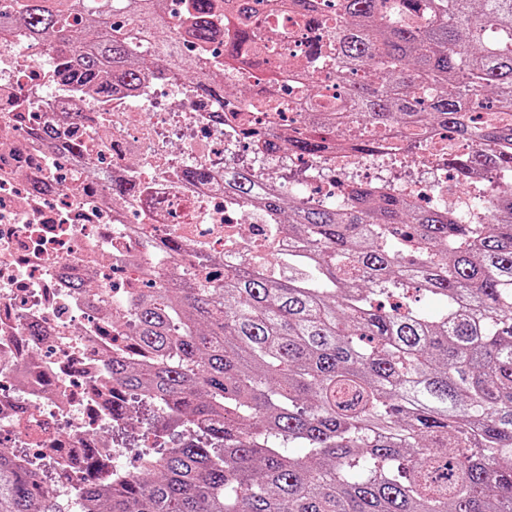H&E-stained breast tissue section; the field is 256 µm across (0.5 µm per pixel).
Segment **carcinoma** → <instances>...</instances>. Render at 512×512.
Wrapping results in <instances>:
<instances>
[{
  "label": "carcinoma",
  "instance_id": "1",
  "mask_svg": "<svg viewBox=\"0 0 512 512\" xmlns=\"http://www.w3.org/2000/svg\"><path fill=\"white\" fill-rule=\"evenodd\" d=\"M190 0L201 42L224 15V72L269 50L239 0ZM337 0L328 44L348 99L301 111L286 150L321 160L350 121L367 151L385 133L452 129L475 143L458 172L512 176V0ZM162 0H0V46L22 18L28 39L57 58L67 90L148 79L140 58L164 57L169 75L220 98L224 83L183 56L157 23ZM224 191L280 219L304 251L290 274L265 262L206 282L149 270L134 309L139 362L112 359L122 394L163 407L173 447L139 458L136 475L102 492L98 512H512V193L481 195L466 222L401 194L351 185L345 204L265 188L248 166ZM438 303L420 310L410 292ZM303 449V454L293 449ZM44 464L20 467L0 448V512H63L43 491Z\"/></svg>",
  "mask_w": 512,
  "mask_h": 512
}]
</instances>
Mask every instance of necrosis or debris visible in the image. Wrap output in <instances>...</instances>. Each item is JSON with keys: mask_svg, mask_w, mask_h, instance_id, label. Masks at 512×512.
I'll return each instance as SVG.
<instances>
[{"mask_svg": "<svg viewBox=\"0 0 512 512\" xmlns=\"http://www.w3.org/2000/svg\"><path fill=\"white\" fill-rule=\"evenodd\" d=\"M187 0H164L179 48L189 55H221L220 45L188 40ZM274 40L268 57L305 60L318 37L302 16L265 0L256 19ZM143 85L117 89L103 99L59 88L54 56L42 44L17 40L0 48V447L17 448V465L33 456L48 459L56 498L80 512V480L130 475L134 450L117 442L132 425L114 416L113 355L132 341L127 319L146 290L147 267L182 271L195 262L197 277L215 257L226 268L268 252L287 256L297 247L264 213L243 210L224 192V172L240 162L263 172L264 185L327 205L346 200L350 177L379 185L415 201L447 206L448 158L472 150L471 142L435 131L415 153L416 173L404 182L379 181L381 168L405 156L414 138L381 141L359 153L330 145L315 174L283 185L285 169L305 167L287 151L268 153L224 122L235 104L215 111L211 99L173 81L162 58ZM250 96L272 95L274 112H254L255 128L280 135L295 119L300 91L267 90L262 70L237 75ZM54 137H46V127ZM78 138L79 152L66 148ZM203 169L206 180L192 178ZM135 193L113 202L112 181ZM162 239L181 245L174 255ZM78 281L92 291L75 289ZM41 334L28 336V327Z\"/></svg>", "mask_w": 512, "mask_h": 512, "instance_id": "4bbe7bcc", "label": "necrosis or debris"}]
</instances>
